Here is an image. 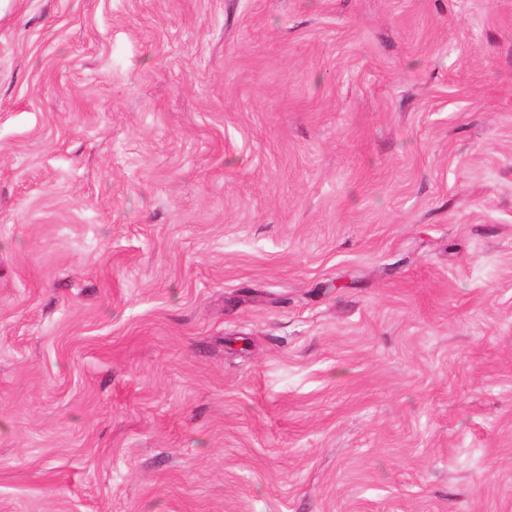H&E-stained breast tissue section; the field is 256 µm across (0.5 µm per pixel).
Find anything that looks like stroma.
Instances as JSON below:
<instances>
[{
    "label": "stroma",
    "mask_w": 512,
    "mask_h": 512,
    "mask_svg": "<svg viewBox=\"0 0 512 512\" xmlns=\"http://www.w3.org/2000/svg\"><path fill=\"white\" fill-rule=\"evenodd\" d=\"M0 512H512V0H0Z\"/></svg>",
    "instance_id": "35a3bbf8"
}]
</instances>
